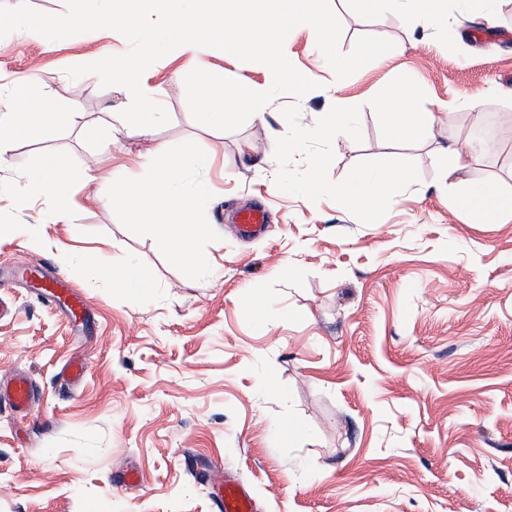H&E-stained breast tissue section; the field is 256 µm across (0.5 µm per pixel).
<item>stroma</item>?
Listing matches in <instances>:
<instances>
[{"instance_id":"1","label":"stroma","mask_w":512,"mask_h":512,"mask_svg":"<svg viewBox=\"0 0 512 512\" xmlns=\"http://www.w3.org/2000/svg\"><path fill=\"white\" fill-rule=\"evenodd\" d=\"M331 6L341 52L363 35L394 49L340 80L295 32L288 58L317 89L274 97L265 118L232 131L192 118L186 75L198 67L266 89L267 66L210 47L167 54L148 87L170 121L130 138L111 132L129 104L120 87L66 73L126 52L122 35L0 39V98L27 85L54 112L47 139L15 143L0 163V225L36 227L0 239V272L17 260L46 265L90 308L75 324L34 284L8 290L15 312L0 320V380L28 373L37 406L25 416L0 396V512H218L210 485L222 472L251 487L259 512H512V220L472 223L441 180L443 151L484 132L464 177L512 191V0H498L490 20L479 0H448L440 27ZM400 79L422 89L426 111L448 107L452 122L400 141L378 109ZM340 98L356 114L352 131L335 144L299 139ZM276 139L290 141L288 152L260 162L257 147ZM159 143L175 157L196 144L213 157L187 181L207 192L187 217L208 227L192 276L148 226L101 203L116 182L153 180L138 159ZM316 156L315 174L331 186L393 164L414 181L381 208L273 191L307 179ZM50 161L74 177L66 224L39 201L11 208ZM90 164L105 177L87 185ZM245 199L269 214L261 239L231 226ZM109 253L134 258L141 290L103 276ZM75 357L88 371L72 387L62 369ZM129 470L140 484L120 486Z\"/></svg>"}]
</instances>
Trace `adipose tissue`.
I'll list each match as a JSON object with an SVG mask.
<instances>
[{
	"label": "adipose tissue",
	"instance_id": "1",
	"mask_svg": "<svg viewBox=\"0 0 512 512\" xmlns=\"http://www.w3.org/2000/svg\"><path fill=\"white\" fill-rule=\"evenodd\" d=\"M419 98V91L411 84L395 83L390 86L381 108L393 133L409 139L432 134L438 118L435 113L417 108ZM0 109L6 112L5 118H0V161L7 157L17 141L42 140L51 130L44 98L29 90L15 92L13 97L0 102ZM474 153L471 147L445 153L441 174L443 180L455 188L453 207L466 212L479 223H496L503 217H512L511 194L494 187L476 193L459 179V172L467 167ZM210 162V154L202 149H191L176 158L165 145H156L143 161L144 166L153 170V181L147 185H118L106 200L107 206L129 211L135 223L148 225L161 249L181 251L192 273L196 272L198 262L189 245L204 236L206 229L200 224L184 223L183 217L200 211L206 204V197L185 190L181 182L188 172L207 168ZM34 182L54 220L67 223L71 216L70 172L64 167L49 164L35 174ZM411 182L412 177L406 167L393 165L385 171L359 173L347 185L337 187L336 194L345 199L383 206L390 200V185H408Z\"/></svg>",
	"mask_w": 512,
	"mask_h": 512
}]
</instances>
